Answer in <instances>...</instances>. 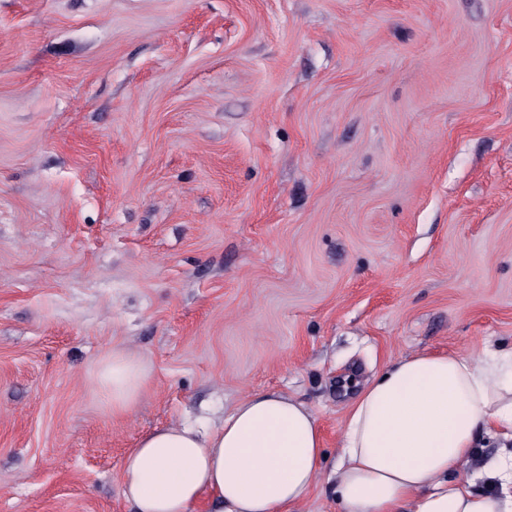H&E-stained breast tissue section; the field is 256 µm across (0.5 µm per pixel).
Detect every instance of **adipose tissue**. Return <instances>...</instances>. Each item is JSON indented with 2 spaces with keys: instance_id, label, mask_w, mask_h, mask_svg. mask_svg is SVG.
Masks as SVG:
<instances>
[{
  "instance_id": "obj_1",
  "label": "adipose tissue",
  "mask_w": 512,
  "mask_h": 512,
  "mask_svg": "<svg viewBox=\"0 0 512 512\" xmlns=\"http://www.w3.org/2000/svg\"><path fill=\"white\" fill-rule=\"evenodd\" d=\"M149 380L137 356L113 351L92 384L116 416ZM504 452L492 489L450 470L481 436ZM325 456L319 420L281 391L247 395L219 424L174 421L126 454L121 494L134 512H296ZM335 496L344 512H512V363L497 357L415 353L367 379L344 418Z\"/></svg>"
}]
</instances>
